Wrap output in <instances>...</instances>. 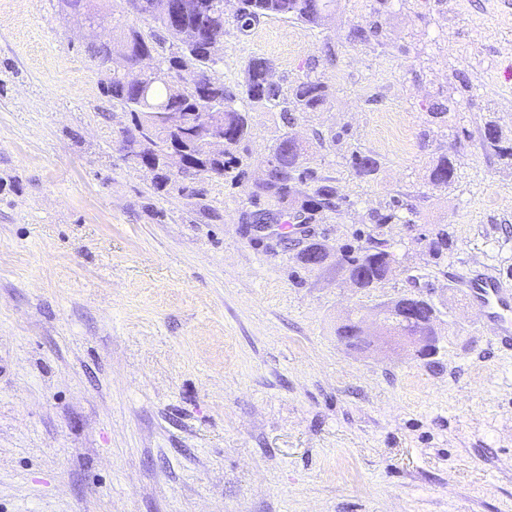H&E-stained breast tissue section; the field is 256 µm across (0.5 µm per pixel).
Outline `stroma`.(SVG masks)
Listing matches in <instances>:
<instances>
[{
    "instance_id": "1",
    "label": "stroma",
    "mask_w": 512,
    "mask_h": 512,
    "mask_svg": "<svg viewBox=\"0 0 512 512\" xmlns=\"http://www.w3.org/2000/svg\"><path fill=\"white\" fill-rule=\"evenodd\" d=\"M219 56L233 86L256 56L284 88L313 69L328 101L286 127L238 100L246 176L201 181L210 220L115 150L130 117L61 0H0V512H512V352L459 283L512 278V165L482 139H512V0H335L319 28L227 24ZM286 134L346 202L280 243L243 222ZM312 242L393 272L354 287L297 261ZM407 293L439 310L433 358L337 340ZM456 164L448 158L441 156L430 170V183L437 188L447 189L454 183Z\"/></svg>"
}]
</instances>
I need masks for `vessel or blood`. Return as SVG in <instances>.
<instances>
[{
    "mask_svg": "<svg viewBox=\"0 0 512 512\" xmlns=\"http://www.w3.org/2000/svg\"><path fill=\"white\" fill-rule=\"evenodd\" d=\"M461 285L471 302L477 305L481 321L500 348H512V285L495 270L464 277Z\"/></svg>",
    "mask_w": 512,
    "mask_h": 512,
    "instance_id": "1",
    "label": "vessel or blood"
}]
</instances>
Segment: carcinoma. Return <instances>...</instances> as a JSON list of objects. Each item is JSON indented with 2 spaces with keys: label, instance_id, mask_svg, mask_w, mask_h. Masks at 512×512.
<instances>
[{
  "label": "carcinoma",
  "instance_id": "carcinoma-1",
  "mask_svg": "<svg viewBox=\"0 0 512 512\" xmlns=\"http://www.w3.org/2000/svg\"><path fill=\"white\" fill-rule=\"evenodd\" d=\"M162 0H142L139 19L145 27L120 26L118 42L126 47L125 54H115L116 43L90 42L86 52L97 61L104 96L129 113L130 124L122 128L123 136L132 143L144 140L154 149L140 155L137 165L153 173L154 190L158 193L172 185L166 157L177 150L184 161V179L214 173L217 178H235L242 164L237 156L239 147L251 135L245 112L236 106L239 93L224 83L211 58L213 41L224 36L227 20L217 7L218 0H179L182 10L178 22L164 20L157 10ZM335 0H239L233 15L236 27L245 31L263 19L279 18L305 24L311 28L324 25ZM73 13H83L90 19H104L95 0H67ZM190 30L197 34L191 45L177 44L180 33ZM153 57L157 71L139 79L125 76L134 71L140 60ZM271 63L264 57H254L246 70L244 93L256 104L280 109L282 121L289 125L297 112H314L327 104V90L320 78L307 69L295 84L283 92L270 77ZM179 112L182 123L175 131L162 126L155 114ZM203 112L224 113V149L214 150L200 140L197 122ZM483 141L501 158L512 161V142L503 140L499 127L490 122L485 126ZM306 146L284 136L266 160L263 182L256 184L252 198H266L269 206L254 211L257 221H274L288 216L299 224H315L325 210H334L344 201L339 187L328 178L317 177L303 167ZM357 174L369 178L377 173L378 160L366 154L354 157ZM456 164L447 156L440 157L430 170V183L448 188L454 183ZM306 185L303 191L299 186ZM178 191L194 199L198 212L211 214V206L196 188L183 184ZM343 270L350 273L359 288H374L388 278L393 255L374 247L358 256L348 255Z\"/></svg>",
  "mask_w": 512,
  "mask_h": 512
}]
</instances>
